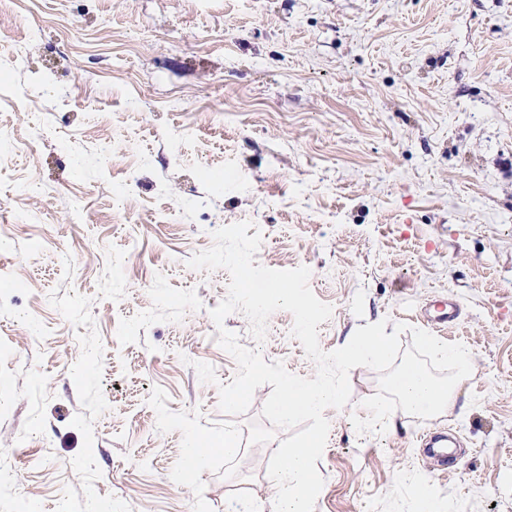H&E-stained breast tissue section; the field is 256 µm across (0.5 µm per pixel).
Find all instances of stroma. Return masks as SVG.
<instances>
[{
	"mask_svg": "<svg viewBox=\"0 0 512 512\" xmlns=\"http://www.w3.org/2000/svg\"><path fill=\"white\" fill-rule=\"evenodd\" d=\"M242 221L257 264L310 269L323 351L379 321L410 347L448 301L472 358L382 434L352 369L315 512H512V0H0V512H273L291 432L248 441L268 384L220 410L230 276L188 265ZM293 323L223 326L314 377Z\"/></svg>",
	"mask_w": 512,
	"mask_h": 512,
	"instance_id": "1",
	"label": "stroma"
}]
</instances>
